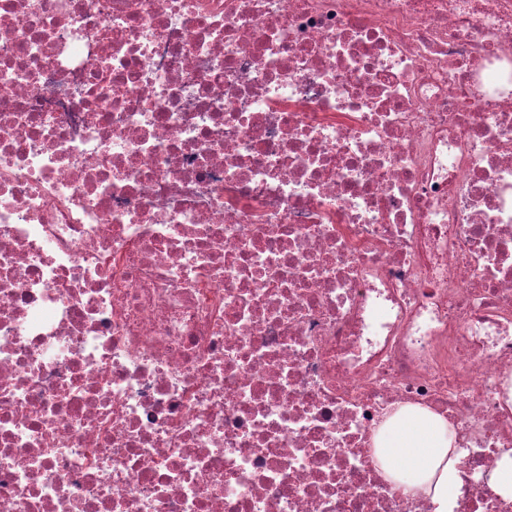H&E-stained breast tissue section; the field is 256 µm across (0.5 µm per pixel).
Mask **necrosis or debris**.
I'll list each match as a JSON object with an SVG mask.
<instances>
[{
	"label": "necrosis or debris",
	"mask_w": 512,
	"mask_h": 512,
	"mask_svg": "<svg viewBox=\"0 0 512 512\" xmlns=\"http://www.w3.org/2000/svg\"><path fill=\"white\" fill-rule=\"evenodd\" d=\"M512 512V0H0V512ZM375 455L405 495L424 498L431 512L451 511L462 454L442 416L415 406L398 409L380 429Z\"/></svg>",
	"instance_id": "necrosis-or-debris-1"
}]
</instances>
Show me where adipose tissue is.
<instances>
[{
  "mask_svg": "<svg viewBox=\"0 0 512 512\" xmlns=\"http://www.w3.org/2000/svg\"><path fill=\"white\" fill-rule=\"evenodd\" d=\"M375 455L405 495L424 498L431 512H451L462 455L442 416L415 406L398 409L382 426Z\"/></svg>",
  "mask_w": 512,
  "mask_h": 512,
  "instance_id": "ef3b65f1",
  "label": "adipose tissue"
}]
</instances>
